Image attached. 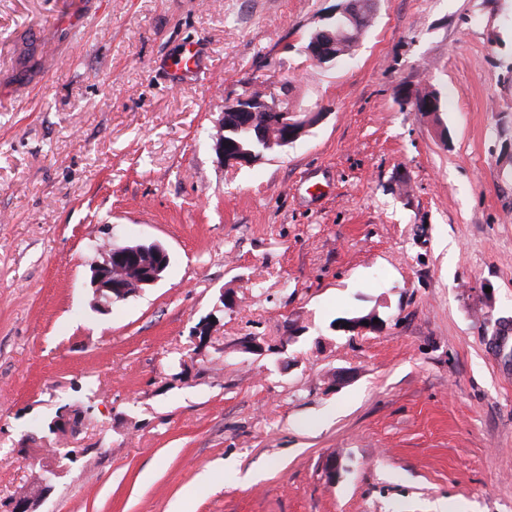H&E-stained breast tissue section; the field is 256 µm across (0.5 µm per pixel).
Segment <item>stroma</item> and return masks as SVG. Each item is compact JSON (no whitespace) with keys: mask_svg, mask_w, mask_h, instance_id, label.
Listing matches in <instances>:
<instances>
[{"mask_svg":"<svg viewBox=\"0 0 512 512\" xmlns=\"http://www.w3.org/2000/svg\"><path fill=\"white\" fill-rule=\"evenodd\" d=\"M338 2L0 0V512L48 448L41 512H512V0H376L322 67ZM256 92L323 118L222 164ZM145 241L165 277L93 309ZM373 17L374 16H372L371 19H373ZM371 19H365L361 22L356 21L354 25L350 23L343 30L336 27V53L333 50L325 52L323 47L324 37L332 36V30L325 28L317 30L314 33V37L316 33H319V36L313 40V43V32L315 30L310 32L306 38L305 48L307 53L313 57V61L316 64L321 66L335 63L336 60L350 56L353 53L354 48L358 45L362 35L371 26ZM145 246H113L102 262L92 264V285L96 303L102 310L107 311L116 300L128 297L126 282L137 285L136 292L157 284L164 277V265L153 267L142 262L141 257L146 253ZM131 275V276H128ZM118 296V298H116ZM104 298L105 301H101Z\"/></svg>","mask_w":512,"mask_h":512,"instance_id":"35a3bbf8","label":"stroma"}]
</instances>
